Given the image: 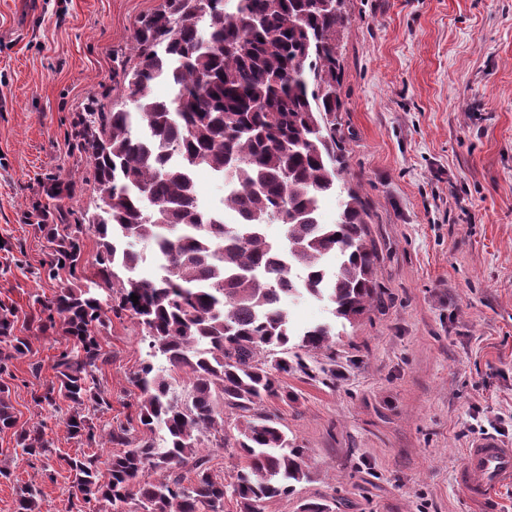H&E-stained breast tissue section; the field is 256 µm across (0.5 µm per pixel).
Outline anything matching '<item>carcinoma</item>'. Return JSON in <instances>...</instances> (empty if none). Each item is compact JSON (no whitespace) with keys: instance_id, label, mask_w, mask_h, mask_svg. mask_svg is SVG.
Returning <instances> with one entry per match:
<instances>
[{"instance_id":"1","label":"carcinoma","mask_w":512,"mask_h":512,"mask_svg":"<svg viewBox=\"0 0 512 512\" xmlns=\"http://www.w3.org/2000/svg\"><path fill=\"white\" fill-rule=\"evenodd\" d=\"M348 24L343 0H163L138 21L133 65L112 68L127 103L93 101L78 116L77 148L90 160L106 211L89 230L98 239L96 276L115 289L103 303L89 288L63 286L41 303L40 330L71 342L55 356L53 380L33 395L36 406L57 410L56 394L70 402L67 438L89 448H118L107 476L99 457L83 452L63 461L72 477L69 512L95 500L112 512H264L308 479L306 451L281 427L268 400H294L282 377L315 378L311 351L332 356L336 324L353 323L378 301L377 248L367 213L348 191L333 224L318 217L320 198L337 189L343 168L336 150L341 35ZM166 79L173 97L151 96ZM143 124L133 132V124ZM206 166L229 182L226 224L204 210L193 173ZM71 180L52 178L45 193L71 196ZM71 213L39 212L37 227L53 245L49 279L81 262L84 225ZM284 226L283 239L264 227ZM147 242L161 256L152 279L128 276L141 261L131 249ZM336 256V267L323 265ZM327 300L333 320L301 332L286 302L302 295ZM138 296L134 303L131 296ZM138 320L149 356L132 377L140 391L135 415L100 425L93 416L112 409L98 374L112 361L101 332L111 316ZM32 351L15 334V308L0 305V374ZM186 376L188 397L177 393ZM10 389L0 384V430H14L21 455L50 467L55 449L46 423L16 429ZM238 419L229 438L224 418ZM232 448L247 464L229 478L216 473L210 449ZM155 472L159 480L151 479ZM34 484L17 491L15 512H41Z\"/></svg>"}]
</instances>
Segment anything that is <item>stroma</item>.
<instances>
[{
  "label": "stroma",
  "mask_w": 512,
  "mask_h": 512,
  "mask_svg": "<svg viewBox=\"0 0 512 512\" xmlns=\"http://www.w3.org/2000/svg\"><path fill=\"white\" fill-rule=\"evenodd\" d=\"M162 0H0V302L15 306L32 351L9 380L18 424L46 421L62 458L54 475L14 452L0 431V512L34 482L42 512H68L64 455L83 452L59 414L32 396L52 379L65 337L41 333L42 277L52 247L34 206L50 207L48 178L73 180L62 199L77 216L98 204L93 169L73 149L88 99H126L113 57L131 56L139 19ZM336 137L345 180L361 196L378 249L381 304L341 328L336 380L288 376L292 402L269 401L307 450L308 481L264 512H512V486L475 502L457 485L466 448L495 435L512 443V0H346ZM100 379L112 408L133 412V373L148 358L134 319H113ZM40 364L33 378L31 364Z\"/></svg>",
  "instance_id": "35a3bbf8"
}]
</instances>
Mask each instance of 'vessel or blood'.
I'll use <instances>...</instances> for the list:
<instances>
[{
    "label": "vessel or blood",
    "mask_w": 512,
    "mask_h": 512,
    "mask_svg": "<svg viewBox=\"0 0 512 512\" xmlns=\"http://www.w3.org/2000/svg\"><path fill=\"white\" fill-rule=\"evenodd\" d=\"M459 484L475 499H484L500 484L512 480V446L487 436L468 448L457 472Z\"/></svg>",
    "instance_id": "vessel-or-blood-1"
}]
</instances>
